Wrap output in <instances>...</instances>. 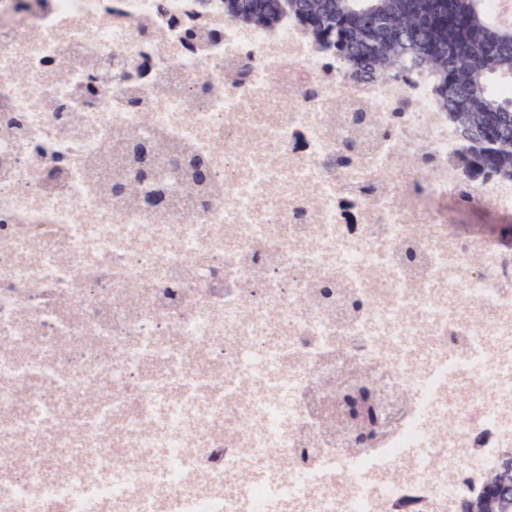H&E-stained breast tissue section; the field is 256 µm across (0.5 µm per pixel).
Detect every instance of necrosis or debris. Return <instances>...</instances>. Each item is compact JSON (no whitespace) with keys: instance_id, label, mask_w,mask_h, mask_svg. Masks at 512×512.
I'll use <instances>...</instances> for the list:
<instances>
[{"instance_id":"4bbe7bcc","label":"necrosis or debris","mask_w":512,"mask_h":512,"mask_svg":"<svg viewBox=\"0 0 512 512\" xmlns=\"http://www.w3.org/2000/svg\"><path fill=\"white\" fill-rule=\"evenodd\" d=\"M200 38L188 40V31ZM208 162L151 208L101 185ZM422 76L224 0H0V512H461L512 448V247ZM372 368L368 449L321 419ZM448 216V223L452 224L453 226L457 227L461 231L471 233L474 235H478L481 233L476 228L482 224H495L499 225V220L505 219L502 217L503 215L488 209H475L467 212L463 211H457L453 209L448 208L447 212ZM505 225V224H501Z\"/></svg>"}]
</instances>
